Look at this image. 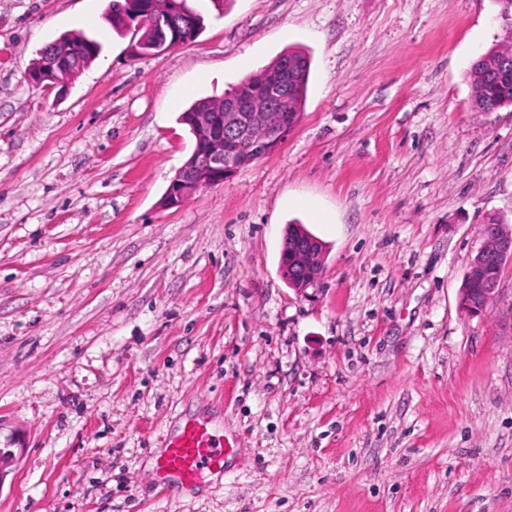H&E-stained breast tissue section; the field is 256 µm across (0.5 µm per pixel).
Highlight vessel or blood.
<instances>
[{"label":"vessel or blood","mask_w":512,"mask_h":512,"mask_svg":"<svg viewBox=\"0 0 512 512\" xmlns=\"http://www.w3.org/2000/svg\"><path fill=\"white\" fill-rule=\"evenodd\" d=\"M232 449V444L218 435L207 420H187L165 437L154 464L155 480L165 490L202 483L222 471L224 458Z\"/></svg>","instance_id":"1"}]
</instances>
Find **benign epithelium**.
Returning <instances> with one entry per match:
<instances>
[{
  "mask_svg": "<svg viewBox=\"0 0 512 512\" xmlns=\"http://www.w3.org/2000/svg\"><path fill=\"white\" fill-rule=\"evenodd\" d=\"M42 70L28 74L29 81L47 91L62 89L68 83L63 75L76 63L57 54L51 46L43 51ZM291 84L288 67L257 85H239L224 97V112L215 119L208 112L190 113V123L197 138L205 140L203 153H193L169 182L166 207H179L196 191L222 184L240 169L274 153L298 125L299 112H289ZM280 268L285 279L301 284L305 291L319 278L325 259L323 244L303 234L296 247L282 246ZM512 258V230L496 226L494 235L474 260L479 273L488 262L500 264ZM500 279L491 280L479 292L464 288L461 309L475 315L482 312L499 292Z\"/></svg>",
  "mask_w": 512,
  "mask_h": 512,
  "instance_id": "obj_1",
  "label": "benign epithelium"
}]
</instances>
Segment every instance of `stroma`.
<instances>
[{
	"instance_id": "35a3bbf8",
	"label": "stroma",
	"mask_w": 512,
	"mask_h": 512,
	"mask_svg": "<svg viewBox=\"0 0 512 512\" xmlns=\"http://www.w3.org/2000/svg\"><path fill=\"white\" fill-rule=\"evenodd\" d=\"M109 0H0V512H512V260L459 293L489 218L512 228V106L468 72L497 0H191L205 26L133 52ZM66 33L102 46L31 84ZM299 124L179 207L180 115L284 52ZM326 246L306 292L287 228ZM207 416L218 480L162 492L167 433ZM43 55V67L41 71L31 74L28 72L29 81L37 86L44 88L47 91L58 89L62 90V86L68 84V80L72 82L80 73L74 71L68 75V80L64 79L67 71L76 66L73 61H68L64 55H58L52 46H48ZM291 55L302 61V77L299 83L293 90L292 94V102L296 109L300 110L303 108V105L306 100L308 80H309V71H310V61L307 55L301 51H292ZM306 67V70L304 68Z\"/></svg>"
}]
</instances>
